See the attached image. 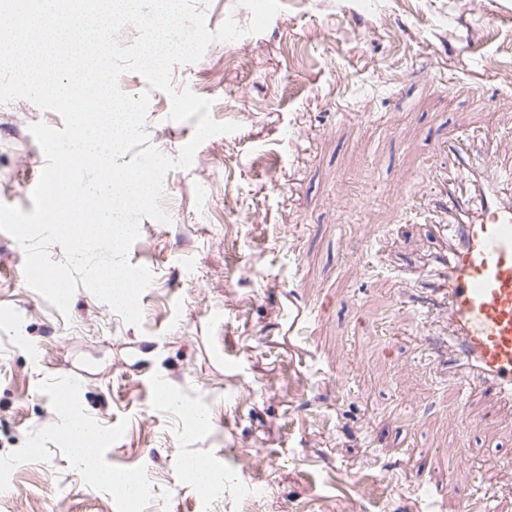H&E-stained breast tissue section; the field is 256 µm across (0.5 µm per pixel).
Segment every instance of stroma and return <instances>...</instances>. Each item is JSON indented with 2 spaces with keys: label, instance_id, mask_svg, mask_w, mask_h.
Instances as JSON below:
<instances>
[{
  "label": "stroma",
  "instance_id": "obj_1",
  "mask_svg": "<svg viewBox=\"0 0 512 512\" xmlns=\"http://www.w3.org/2000/svg\"><path fill=\"white\" fill-rule=\"evenodd\" d=\"M281 3L263 33L173 68L174 89L237 129L167 173L169 223L139 224L128 260L154 276L141 326L83 288L61 315L0 231V512H128L99 480L111 470L145 483L138 512H425L421 482L512 512V438L493 419L449 434L455 386L420 359L447 330L396 302L398 277L441 247L427 201L450 175L449 133L512 165V0ZM150 94L148 140L177 156L194 124ZM36 122L63 126L0 104V204L27 213L46 163ZM72 415L96 432L91 462L74 457ZM452 444L469 457L449 460ZM194 459L222 494L191 479ZM454 493L434 512H458Z\"/></svg>",
  "mask_w": 512,
  "mask_h": 512
}]
</instances>
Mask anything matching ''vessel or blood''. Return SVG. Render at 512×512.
<instances>
[{
  "label": "vessel or blood",
  "mask_w": 512,
  "mask_h": 512,
  "mask_svg": "<svg viewBox=\"0 0 512 512\" xmlns=\"http://www.w3.org/2000/svg\"><path fill=\"white\" fill-rule=\"evenodd\" d=\"M448 160L471 180L476 200L458 199L449 189L436 197L448 212L447 223L436 227L448 240L439 285L423 296L404 275L397 299L415 315L434 312L448 321L447 343H434L429 358L446 361L457 380L448 410L457 429L472 413L485 412L487 402L512 407V168L453 149Z\"/></svg>",
  "instance_id": "1"
}]
</instances>
